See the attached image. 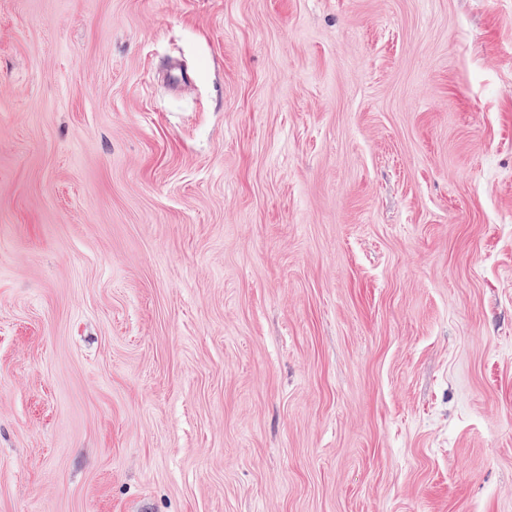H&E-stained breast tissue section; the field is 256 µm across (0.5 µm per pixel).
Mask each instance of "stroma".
<instances>
[{
	"label": "stroma",
	"mask_w": 512,
	"mask_h": 512,
	"mask_svg": "<svg viewBox=\"0 0 512 512\" xmlns=\"http://www.w3.org/2000/svg\"><path fill=\"white\" fill-rule=\"evenodd\" d=\"M0 512H512V0H0Z\"/></svg>",
	"instance_id": "obj_1"
}]
</instances>
